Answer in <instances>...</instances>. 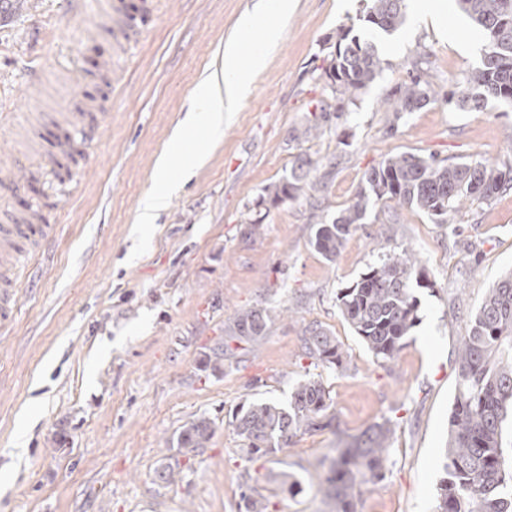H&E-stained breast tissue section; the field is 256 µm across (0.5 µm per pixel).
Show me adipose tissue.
Returning a JSON list of instances; mask_svg holds the SVG:
<instances>
[{
    "label": "adipose tissue",
    "instance_id": "ef3b65f1",
    "mask_svg": "<svg viewBox=\"0 0 512 512\" xmlns=\"http://www.w3.org/2000/svg\"><path fill=\"white\" fill-rule=\"evenodd\" d=\"M292 2L259 0L255 13L241 19L240 38L227 44L219 64L202 75L183 123L175 130L166 151L157 161L154 187L142 204L139 223H154L157 212L166 205L170 172L178 169L183 175H191L194 165L205 153L209 139L222 133L225 123L232 119L238 101L265 68L267 55L252 43L250 30L257 23H264L266 42L275 43L288 19Z\"/></svg>",
    "mask_w": 512,
    "mask_h": 512
}]
</instances>
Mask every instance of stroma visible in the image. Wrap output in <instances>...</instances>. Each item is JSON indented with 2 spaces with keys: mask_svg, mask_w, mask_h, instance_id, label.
I'll list each match as a JSON object with an SVG mask.
<instances>
[{
  "mask_svg": "<svg viewBox=\"0 0 512 512\" xmlns=\"http://www.w3.org/2000/svg\"><path fill=\"white\" fill-rule=\"evenodd\" d=\"M121 2L144 31L130 47L98 27L92 0H0V113L24 119L34 97L63 112L87 96L96 129L87 142L44 126L46 145L73 142L85 177L75 188L67 173H48L14 199L20 210L41 203L53 230L10 326L0 328V512H245L249 486L269 499V512H329L320 460L338 438L385 421L393 428L385 477L358 512H433L456 347L468 313L512 272V192L474 202L454 224L377 205L332 262L310 243L328 211L306 200L271 209L254 236L243 230L249 205L290 167L288 132L318 97L311 72L343 24L372 41L384 64L337 136L302 145L318 158L345 142L329 211L347 205L363 172L390 154L511 161L510 104L492 101L479 112L434 104L405 115L393 132L380 107L423 52L437 83L458 82L480 59V31L455 0H434V22L408 12L390 35L362 22L363 0H296L233 122L191 178L174 173L180 187L145 231L136 218L156 162L198 80L256 0ZM107 55L111 75L86 85ZM37 68L51 83H32ZM405 248L420 255L432 285L416 289L418 322L384 363L344 319L336 293ZM255 305L272 316L266 336L237 351L223 374L201 371L227 318ZM314 322L339 341L342 369L305 356L304 330ZM310 376L329 389L338 431L294 436L276 455L247 454L233 413L258 400L287 404ZM200 416L214 423L208 447L182 457L181 480L162 483L172 436ZM283 471L300 480L301 493L281 490L274 477Z\"/></svg>",
  "mask_w": 512,
  "mask_h": 512,
  "instance_id": "1",
  "label": "stroma"
}]
</instances>
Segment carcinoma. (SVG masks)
<instances>
[{"label": "carcinoma", "mask_w": 512, "mask_h": 512, "mask_svg": "<svg viewBox=\"0 0 512 512\" xmlns=\"http://www.w3.org/2000/svg\"><path fill=\"white\" fill-rule=\"evenodd\" d=\"M458 4L482 33L478 65L444 91L434 82L430 68L421 61L413 63L408 79L381 100L393 115L390 128L405 114L435 103L474 111L491 100L512 104V0H458ZM405 19L406 0H366L365 21L382 32H394ZM326 42L328 52L314 76L321 93L310 101L304 120L288 132L290 152L336 130L383 68L376 45L351 35L348 27H339ZM341 159L334 153L322 161L304 152L294 155L288 173L262 188L254 208L268 211L302 196L322 203ZM510 190L512 163H449L410 152L388 156L365 170L362 186L348 205L316 224L311 244L333 261L346 236L363 223L369 208L380 203L393 201L427 214L436 224H455L465 203L490 200ZM414 284L431 287L419 259L406 248L386 256L336 293L342 315L379 360L394 359L417 322ZM270 321L263 307L237 310L224 325V341L204 355L203 370L224 373V361L236 357L231 343L258 341L266 335ZM303 349L327 368L344 367L340 343L320 324L307 326ZM458 365L444 476L433 512H512V448L503 442L504 423L512 414V273L489 289L471 312ZM331 408L330 391L321 380L310 377L297 383L288 405L252 402L235 412L231 425L247 442L248 453L276 454L298 433L335 427ZM213 433V422L197 417L180 428L176 448L196 456L208 447ZM391 434L389 423H378L324 456L321 465L328 466L324 483L331 512H357L362 487L383 480Z\"/></svg>", "instance_id": "1"}]
</instances>
